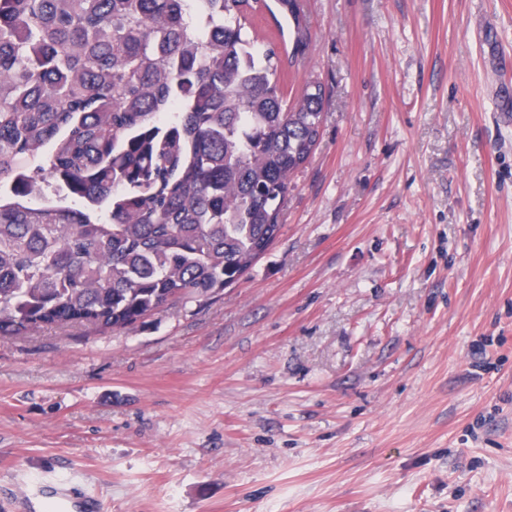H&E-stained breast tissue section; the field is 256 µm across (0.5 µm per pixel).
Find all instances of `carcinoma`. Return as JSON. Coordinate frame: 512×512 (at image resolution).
<instances>
[{
  "instance_id": "obj_1",
  "label": "carcinoma",
  "mask_w": 512,
  "mask_h": 512,
  "mask_svg": "<svg viewBox=\"0 0 512 512\" xmlns=\"http://www.w3.org/2000/svg\"><path fill=\"white\" fill-rule=\"evenodd\" d=\"M309 44L301 0H0V337L126 334L251 269L320 138L324 85L280 81Z\"/></svg>"
}]
</instances>
